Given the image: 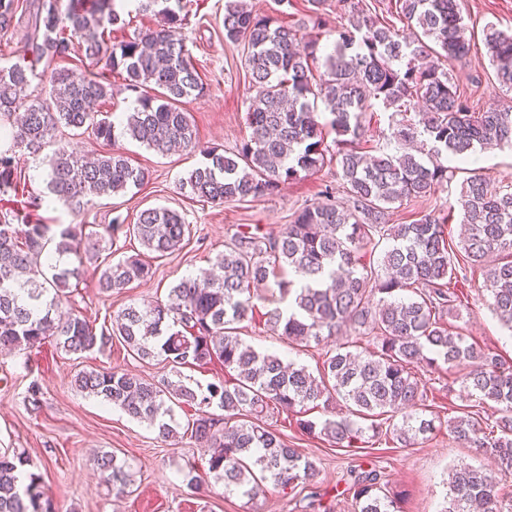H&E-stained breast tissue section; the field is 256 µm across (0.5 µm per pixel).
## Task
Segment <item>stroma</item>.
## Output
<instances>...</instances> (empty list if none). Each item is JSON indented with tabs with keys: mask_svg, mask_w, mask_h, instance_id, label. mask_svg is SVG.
<instances>
[{
	"mask_svg": "<svg viewBox=\"0 0 512 512\" xmlns=\"http://www.w3.org/2000/svg\"><path fill=\"white\" fill-rule=\"evenodd\" d=\"M248 6L260 16L278 15L299 37L318 40L321 46L331 45L336 38L335 32L318 27L307 0H292L291 7L280 15L275 12L276 0H248ZM463 15L471 51L467 58L448 64L449 74L478 108L512 107V92L498 84L483 39L484 30L491 27L512 31V0H465ZM181 16L180 33L187 39L205 86L203 94L187 101L185 108L195 122L201 146L233 150L249 134L246 112L257 94L245 71L243 48L224 40V0H189ZM62 141L70 151L89 156L120 152L132 165L149 169L151 177L142 187L95 200L93 207L77 216L57 201L43 206L40 215L44 223H79L99 231L112 218L132 224L141 210L160 206L178 211L191 229L183 248L164 257L147 252L132 236L113 244L102 241V256L119 260L139 255L153 275L132 283L122 294L107 296L98 292L94 270H87L73 294L72 306L98 326L128 304L166 300L179 280L209 270L242 226L256 225L261 232L274 233L306 204L327 195L339 202L346 199L343 181L331 164L281 187L274 195L214 205L188 198L179 188L181 178L201 162L200 153L186 150L161 156L120 135L111 142L97 139L89 128L64 130ZM467 176V171H459L434 195L392 206L388 222L407 224L438 209L450 214L445 232L449 243H457L459 197ZM462 292L472 310L460 325L463 335L469 342L497 346L512 357V332L487 310L481 271L469 274ZM240 337L256 351L278 354L312 372L318 368L316 349L290 344L272 333L262 315H255ZM91 368H112L147 379L165 371L160 361L133 357L117 337L104 350L80 355L65 353L48 341L27 352L0 356V452L15 450L28 456L29 469L41 476L55 512H310L304 496L296 492L272 489L250 499L225 491L223 483L207 476L208 450L198 447L189 434L160 438L146 423L79 392L71 380L78 371ZM34 384L42 391L36 407L28 401V390ZM432 386L435 398L430 408L441 420L476 403L452 376L433 380ZM299 416L275 413L268 421L289 444L315 461L320 470L319 490L331 497L350 469L370 463L388 488L402 492L398 512H442L449 471L460 463L483 469L489 462L487 455L459 447L444 427L408 448L363 442L336 448L325 438L301 433ZM101 451L116 453L130 465L132 482L123 497L115 496L93 461ZM193 473L205 476L203 489L189 487Z\"/></svg>",
	"mask_w": 512,
	"mask_h": 512,
	"instance_id": "35a3bbf8",
	"label": "stroma"
}]
</instances>
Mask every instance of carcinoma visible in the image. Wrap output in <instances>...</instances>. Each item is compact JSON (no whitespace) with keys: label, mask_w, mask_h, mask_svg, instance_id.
I'll use <instances>...</instances> for the list:
<instances>
[{"label":"carcinoma","mask_w":512,"mask_h":512,"mask_svg":"<svg viewBox=\"0 0 512 512\" xmlns=\"http://www.w3.org/2000/svg\"><path fill=\"white\" fill-rule=\"evenodd\" d=\"M25 0H0V33L14 27ZM142 13L164 20L160 28L115 43L107 29L124 19L116 0H37L26 40L14 61L0 64V124L16 122L9 146L0 148V194L19 207L0 217V352L27 350L52 338L67 353L100 350L121 338L138 359L160 358L171 374L221 363L235 372L206 391L170 374L157 380L108 369L81 371L75 388L148 423L169 438L180 424L175 409L188 408L190 437L215 448L208 470L241 495L255 496L265 483L309 490V507L329 512L314 489L318 469L267 422L272 410L307 405L322 418L299 420L308 434L350 448L365 433L384 444L410 447L433 433L422 414L428 399L424 375L456 370L462 387L489 404L448 418L463 448L493 456L512 475V359L476 348L448 329L446 316L461 319L471 308L454 284L480 268L489 309L512 332V185L494 188L478 173L463 181L460 205L464 233L459 244L445 238L448 217L427 213L410 224H387L390 206L422 198L448 184L476 146L512 149V108L481 111L439 63L465 57L470 40L463 0H395L410 36L376 15L354 9L342 18L331 49L303 42L275 17L258 18L245 0H224V40L244 43V66L258 93L247 110L250 134L233 151L204 148L207 163L181 180L180 189L215 205L275 194L282 185L336 163L346 184L342 204L312 203L275 234L241 235L218 260L220 275L187 276L168 292L169 302L130 305L96 328L73 308L62 309L83 282L85 263H96L97 288L119 293L151 277L138 257L98 261L93 233L81 224H45L34 217L43 199L19 196L21 160L37 157L64 127H92L98 138L114 137L115 124L94 108L112 99V78L125 88L149 92L126 113L123 134L168 155L198 146L197 131L182 104L203 93L185 39L176 36L184 0H136ZM490 65L500 85L512 91V33L488 29ZM103 63L97 72L67 67L73 59ZM324 68L323 79L314 74ZM48 81L47 96L30 92ZM400 117L392 138L369 152L360 147L375 103ZM330 115L319 122L318 110ZM335 137L327 140V132ZM150 171L120 153L84 161L64 148L48 159L47 189L73 213L95 198L111 197L149 182ZM111 239L131 235L162 256L180 248L189 225L164 207L140 212L133 224L113 223ZM388 242L376 261L366 260L378 242ZM276 281L285 307L262 316L292 344L322 348L318 376L306 366L259 353L240 338L254 319L256 289ZM368 335V348L351 351V333ZM344 404L347 415L336 414ZM217 406L222 415L209 412ZM95 461L118 494L131 483L127 465L112 452ZM22 453L0 454V512H54L40 476L23 475ZM348 492L356 512H397L395 493L382 487L378 470L356 474ZM445 512H512V493L469 465L451 470Z\"/></svg>","instance_id":"obj_1"}]
</instances>
